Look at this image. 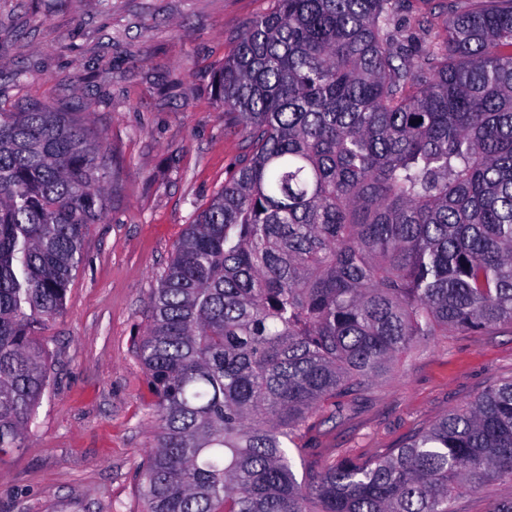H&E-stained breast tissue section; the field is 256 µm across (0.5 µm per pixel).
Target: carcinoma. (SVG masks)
Wrapping results in <instances>:
<instances>
[{"mask_svg": "<svg viewBox=\"0 0 512 512\" xmlns=\"http://www.w3.org/2000/svg\"><path fill=\"white\" fill-rule=\"evenodd\" d=\"M453 2L411 55L400 0H278L215 71L250 152L149 298L144 512H453L512 487V377L303 484L284 446L412 348L512 328V0ZM101 147L66 106L0 108V460L25 448L42 330L105 216ZM506 492L507 489L496 482L477 492L461 490L453 504L454 512H489L492 503Z\"/></svg>", "mask_w": 512, "mask_h": 512, "instance_id": "cac0c4a2", "label": "carcinoma"}]
</instances>
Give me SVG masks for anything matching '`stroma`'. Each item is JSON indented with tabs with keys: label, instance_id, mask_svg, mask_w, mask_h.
<instances>
[{
	"label": "stroma",
	"instance_id": "1",
	"mask_svg": "<svg viewBox=\"0 0 512 512\" xmlns=\"http://www.w3.org/2000/svg\"><path fill=\"white\" fill-rule=\"evenodd\" d=\"M450 0H406L409 51L444 31ZM277 0H0V104L68 102L102 136L112 188L91 225L66 307L44 331L51 382L27 445L0 468V512H141L155 423L136 343L187 224L250 150L214 72ZM512 377V333L449 332L412 349L303 451L296 475L333 454L368 458Z\"/></svg>",
	"mask_w": 512,
	"mask_h": 512
}]
</instances>
